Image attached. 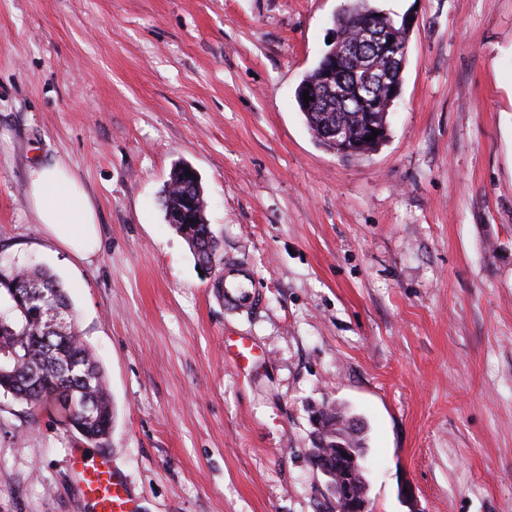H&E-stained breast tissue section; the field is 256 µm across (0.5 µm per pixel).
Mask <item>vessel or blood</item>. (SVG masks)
<instances>
[{
  "label": "vessel or blood",
  "mask_w": 512,
  "mask_h": 512,
  "mask_svg": "<svg viewBox=\"0 0 512 512\" xmlns=\"http://www.w3.org/2000/svg\"><path fill=\"white\" fill-rule=\"evenodd\" d=\"M248 281L245 260L226 258L224 281L220 289L225 308H249L256 303L257 293L250 288ZM73 461L90 512H136V501L128 492L123 476L113 470L107 459L87 461L77 454Z\"/></svg>",
  "instance_id": "b4317fda"
}]
</instances>
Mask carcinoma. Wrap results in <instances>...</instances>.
Wrapping results in <instances>:
<instances>
[{
  "label": "carcinoma",
  "mask_w": 512,
  "mask_h": 512,
  "mask_svg": "<svg viewBox=\"0 0 512 512\" xmlns=\"http://www.w3.org/2000/svg\"><path fill=\"white\" fill-rule=\"evenodd\" d=\"M382 18L384 40L395 46L408 44L409 29L390 14L373 7L369 0H344L336 14V30L346 36L350 58L341 67L344 84L351 82L353 62L374 53V48L358 38L356 22L367 14ZM321 67L315 66L296 90V101L310 131L334 125L355 138L350 146L363 155L374 150L386 137L383 131L374 140L360 137L369 108L355 96H336V80L323 84ZM309 92L313 101L303 100ZM186 167H175L170 175L165 212L173 228L188 242L194 258L217 253L218 244L204 219V195L187 187ZM0 390L32 408L55 406L63 419L73 418L77 431L89 442L108 435L112 427V406L102 368L77 329L71 300L58 277L43 267L0 269ZM329 448L338 444L362 448L366 435L351 436L344 428L321 432Z\"/></svg>",
  "instance_id": "1"
}]
</instances>
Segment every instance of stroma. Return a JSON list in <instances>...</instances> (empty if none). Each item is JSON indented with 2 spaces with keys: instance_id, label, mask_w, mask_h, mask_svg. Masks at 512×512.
<instances>
[{
  "instance_id": "stroma-1",
  "label": "stroma",
  "mask_w": 512,
  "mask_h": 512,
  "mask_svg": "<svg viewBox=\"0 0 512 512\" xmlns=\"http://www.w3.org/2000/svg\"><path fill=\"white\" fill-rule=\"evenodd\" d=\"M342 2L0 0V265L60 277L112 403L91 445L0 393V512H87L75 450L137 512H326L323 401L367 425L373 512H512V0H371L417 23L387 137L351 160L295 99ZM56 160L92 258L30 209ZM181 161L246 312L164 219ZM28 200L37 224L72 256L86 260L98 252L97 212L65 162L30 169ZM246 264V261L239 257L224 259V281L219 292L223 296L226 309L252 308L253 304H256L258 295L250 282Z\"/></svg>"
}]
</instances>
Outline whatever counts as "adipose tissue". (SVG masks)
<instances>
[{
	"label": "adipose tissue",
	"instance_id": "adipose-tissue-1",
	"mask_svg": "<svg viewBox=\"0 0 512 512\" xmlns=\"http://www.w3.org/2000/svg\"><path fill=\"white\" fill-rule=\"evenodd\" d=\"M28 200L37 223L72 256L86 260L98 252L97 212L65 162L31 168Z\"/></svg>",
	"mask_w": 512,
	"mask_h": 512
}]
</instances>
